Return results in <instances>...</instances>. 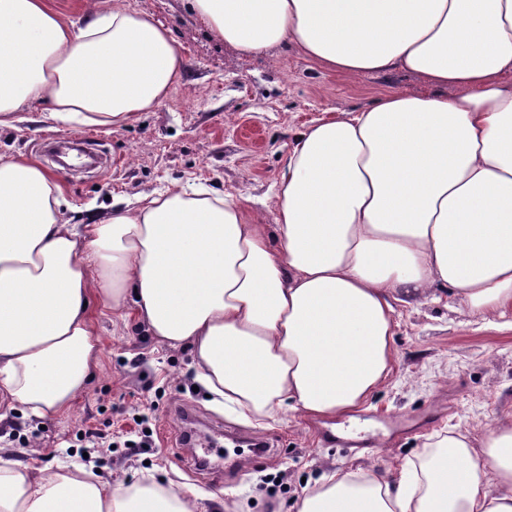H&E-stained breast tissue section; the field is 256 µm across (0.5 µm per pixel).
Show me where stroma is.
<instances>
[{"label":"stroma","mask_w":512,"mask_h":512,"mask_svg":"<svg viewBox=\"0 0 512 512\" xmlns=\"http://www.w3.org/2000/svg\"><path fill=\"white\" fill-rule=\"evenodd\" d=\"M128 3L170 29L183 54L182 79L166 99L119 128L58 126L45 120L41 103L0 126L1 155L47 166V143L77 140L100 157L90 172L60 179L75 224L100 223L145 195L201 185L246 199L276 236L275 186L308 126L332 110L371 108L391 93L434 91L408 72L350 78L290 45L238 53L182 0ZM92 321L98 367L68 412L40 420L13 412L0 420V446L11 461L48 468L89 461L100 478L129 484L150 472L195 492L205 512H296L308 484L331 472H396L437 437L460 433L478 448L493 429H512V307L485 319L443 301L398 304L392 372L348 418L359 432L384 421L422 426L358 452L323 444L325 419L298 411L261 427L244 424L195 390L189 350L159 346L131 314L98 303ZM188 432L210 442L211 466H196L201 450L184 445ZM95 433L108 447L92 443ZM254 441L266 442L262 457H254ZM131 442L140 443L137 454L128 452Z\"/></svg>","instance_id":"stroma-1"}]
</instances>
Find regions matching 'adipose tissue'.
<instances>
[{"label":"adipose tissue","mask_w":512,"mask_h":512,"mask_svg":"<svg viewBox=\"0 0 512 512\" xmlns=\"http://www.w3.org/2000/svg\"><path fill=\"white\" fill-rule=\"evenodd\" d=\"M243 53L288 42L349 76L408 71L393 93L319 119L288 154L277 244L241 199L173 191L68 223L38 162L0 155V411L67 412L98 367L90 302L133 308L189 348L197 379L261 426L284 407L357 410L389 377L399 303L446 286L476 316L512 306V0H187ZM169 32L127 0L85 27L50 0H0V126L34 103L70 128L115 127L180 83ZM0 512H201L153 474L0 464ZM297 512H512V430L475 453L453 434L399 474L321 478Z\"/></svg>","instance_id":"ef3b65f1"}]
</instances>
